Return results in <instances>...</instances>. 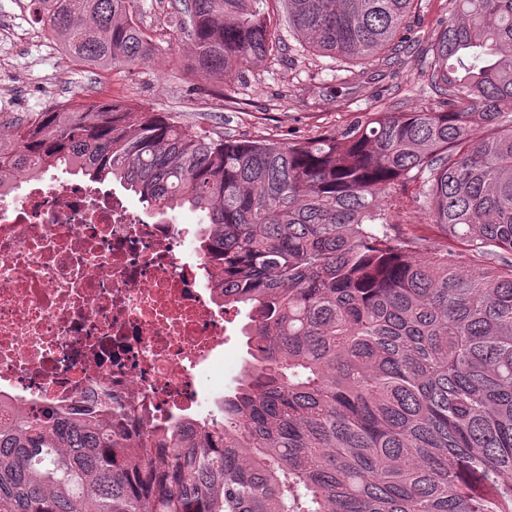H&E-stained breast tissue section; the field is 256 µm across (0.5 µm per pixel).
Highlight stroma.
<instances>
[{"mask_svg": "<svg viewBox=\"0 0 512 512\" xmlns=\"http://www.w3.org/2000/svg\"><path fill=\"white\" fill-rule=\"evenodd\" d=\"M27 3L0 0V121L71 99L121 100L173 112L183 123L238 139L261 136L273 141L338 131L363 112H411L435 104L437 97L425 82L427 47L436 19L449 8V0H422L409 18L413 44L401 50L394 64L362 65L360 83H349L341 61L303 50L284 29L280 36L285 50L276 58L248 64L228 88L219 79L188 84L175 76L171 61L190 58L193 46L188 42L163 49L153 61L131 69L82 67L33 21ZM383 203L391 234L424 236L433 245L443 244L440 229L413 204L410 192L390 189ZM245 322L240 314L228 323L212 365L216 372H228V395L250 358L242 334Z\"/></svg>", "mask_w": 512, "mask_h": 512, "instance_id": "obj_1", "label": "stroma"}]
</instances>
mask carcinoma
<instances>
[{
  "label": "carcinoma",
  "instance_id": "carcinoma-1",
  "mask_svg": "<svg viewBox=\"0 0 512 512\" xmlns=\"http://www.w3.org/2000/svg\"><path fill=\"white\" fill-rule=\"evenodd\" d=\"M77 63L160 52L137 0H29ZM170 0L186 79L281 51L391 65L421 0ZM428 47L435 106L271 142L123 101L9 123L0 192L63 169L160 215L207 220L252 361L221 419L137 437L105 401L3 410L0 512H512V0H451ZM419 184L462 251L389 235L379 197Z\"/></svg>",
  "mask_w": 512,
  "mask_h": 512
}]
</instances>
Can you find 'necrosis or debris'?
Here are the masks:
<instances>
[{"instance_id": "necrosis-or-debris-1", "label": "necrosis or debris", "mask_w": 512, "mask_h": 512, "mask_svg": "<svg viewBox=\"0 0 512 512\" xmlns=\"http://www.w3.org/2000/svg\"><path fill=\"white\" fill-rule=\"evenodd\" d=\"M200 235L77 180L0 195V402L105 395L132 436L195 423L200 379L224 344V296L206 257L186 250Z\"/></svg>"}]
</instances>
